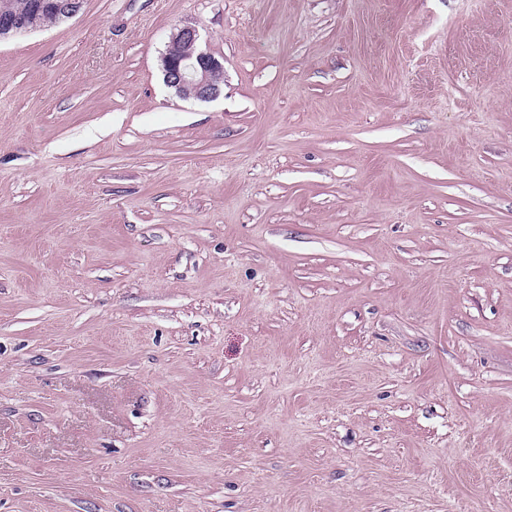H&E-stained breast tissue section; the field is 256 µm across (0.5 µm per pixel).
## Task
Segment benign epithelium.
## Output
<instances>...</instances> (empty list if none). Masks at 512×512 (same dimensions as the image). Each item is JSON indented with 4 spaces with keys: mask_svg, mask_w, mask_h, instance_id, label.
<instances>
[{
    "mask_svg": "<svg viewBox=\"0 0 512 512\" xmlns=\"http://www.w3.org/2000/svg\"><path fill=\"white\" fill-rule=\"evenodd\" d=\"M38 5L66 20L80 12L83 0H40ZM198 41L194 27L186 26L174 33L163 56V72L167 85L180 95L206 101L221 92L213 75L222 65L211 53L200 49Z\"/></svg>",
    "mask_w": 512,
    "mask_h": 512,
    "instance_id": "1",
    "label": "benign epithelium"
}]
</instances>
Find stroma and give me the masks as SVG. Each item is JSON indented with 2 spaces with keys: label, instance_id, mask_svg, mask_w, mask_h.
<instances>
[{
  "label": "stroma",
  "instance_id": "35a3bbf8",
  "mask_svg": "<svg viewBox=\"0 0 512 512\" xmlns=\"http://www.w3.org/2000/svg\"><path fill=\"white\" fill-rule=\"evenodd\" d=\"M0 512H512V0L0 41ZM198 41L195 27L186 26L174 33L163 56V72L167 85L180 95L206 101L221 92L213 75L222 65L200 49Z\"/></svg>",
  "mask_w": 512,
  "mask_h": 512
}]
</instances>
